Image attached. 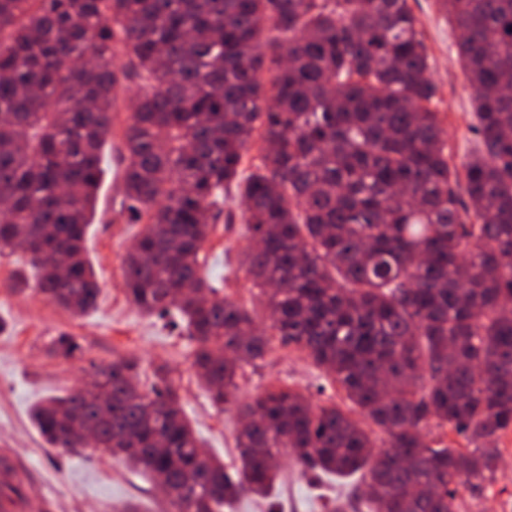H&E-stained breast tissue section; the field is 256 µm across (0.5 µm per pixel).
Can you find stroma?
Segmentation results:
<instances>
[{
	"mask_svg": "<svg viewBox=\"0 0 512 512\" xmlns=\"http://www.w3.org/2000/svg\"><path fill=\"white\" fill-rule=\"evenodd\" d=\"M408 4L420 21L437 85L433 108L443 118L454 160H462L477 143L471 132L474 94L456 53L458 34L439 12L437 0H408ZM118 141V135H111L104 147V175L86 240L100 286L94 310L74 315L47 303L36 289L26 255L0 256V321L6 324L0 332V498L18 503V512H120L129 502L140 504L143 512H166L146 474L88 449L49 447L31 421L34 405L78 385L88 377L92 364L119 357L137 358L145 383L152 381L155 367L168 365L203 448L225 465L235 463L236 410L213 405L199 383L192 367L193 342L184 329L140 311L125 293L122 261L140 227L120 215L123 169L116 158ZM248 244L241 200L234 196L201 252L203 272L226 298L256 309L258 290L237 263ZM62 331L84 343L83 359L66 360L51 353L50 342ZM241 373L243 400L282 386L304 393L316 405L351 407L310 359L276 339L263 361L243 364ZM498 446L501 458L495 481L465 493L462 512H512V432L502 435ZM281 473L269 503L278 512H331L338 498L352 500L347 512H368L361 499V474L317 477L292 460L282 465Z\"/></svg>",
	"mask_w": 512,
	"mask_h": 512,
	"instance_id": "1",
	"label": "stroma"
}]
</instances>
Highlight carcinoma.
<instances>
[{
  "label": "carcinoma",
  "mask_w": 512,
  "mask_h": 512,
  "mask_svg": "<svg viewBox=\"0 0 512 512\" xmlns=\"http://www.w3.org/2000/svg\"><path fill=\"white\" fill-rule=\"evenodd\" d=\"M437 2L474 91L480 148L459 167L407 0H0V254L22 250L50 303L97 305L84 240L101 149L115 88L141 82L118 148L120 213L142 225L126 294L161 319L178 311L197 378L239 416L228 469L199 452L168 370L141 386L122 357L93 366L109 411L75 391L33 410L47 445L94 435V451L173 489L168 512L268 495L287 452L313 472L365 470L371 512H461L462 491L494 479L512 430V0ZM232 189L274 335L336 382L380 449L289 387L237 403L229 354L262 360L271 340L201 273ZM50 349L86 351L67 332Z\"/></svg>",
  "instance_id": "1"
}]
</instances>
